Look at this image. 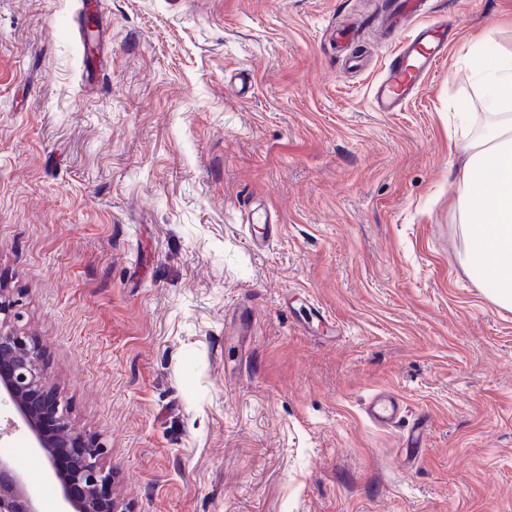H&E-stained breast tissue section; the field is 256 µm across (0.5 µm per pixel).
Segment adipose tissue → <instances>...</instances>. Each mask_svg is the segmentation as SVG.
Here are the masks:
<instances>
[{"instance_id":"1","label":"adipose tissue","mask_w":512,"mask_h":512,"mask_svg":"<svg viewBox=\"0 0 512 512\" xmlns=\"http://www.w3.org/2000/svg\"><path fill=\"white\" fill-rule=\"evenodd\" d=\"M479 82L489 91L480 135L456 140L462 155L456 208L466 241L464 262L480 270L489 298L512 309V54L483 64Z\"/></svg>"}]
</instances>
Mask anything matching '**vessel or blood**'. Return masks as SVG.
<instances>
[{
	"label": "vessel or blood",
	"mask_w": 512,
	"mask_h": 512,
	"mask_svg": "<svg viewBox=\"0 0 512 512\" xmlns=\"http://www.w3.org/2000/svg\"><path fill=\"white\" fill-rule=\"evenodd\" d=\"M388 23L404 30L405 36L390 51L380 76L371 87V102L378 112L401 111L424 82L446 59L450 43L446 23L430 18L426 0H398ZM402 406L389 395L374 394L363 412L376 426H395Z\"/></svg>",
	"instance_id": "vessel-or-blood-1"
}]
</instances>
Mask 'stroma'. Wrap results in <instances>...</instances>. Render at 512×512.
I'll return each instance as SVG.
<instances>
[{"label": "stroma", "mask_w": 512, "mask_h": 512, "mask_svg": "<svg viewBox=\"0 0 512 512\" xmlns=\"http://www.w3.org/2000/svg\"><path fill=\"white\" fill-rule=\"evenodd\" d=\"M387 3L101 0L87 74L82 0H0V283L121 512H512V310L463 262L450 138L512 0H434L448 56L378 112ZM380 390L425 447L364 417Z\"/></svg>", "instance_id": "1"}]
</instances>
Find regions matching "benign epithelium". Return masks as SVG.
Wrapping results in <instances>:
<instances>
[{
	"mask_svg": "<svg viewBox=\"0 0 512 512\" xmlns=\"http://www.w3.org/2000/svg\"><path fill=\"white\" fill-rule=\"evenodd\" d=\"M21 307L17 300L0 298V394L12 404L39 451L54 458L62 450L69 452V468H53L69 512H118L112 496L102 495L115 481V472L101 462L106 445L96 436L71 429L67 405L46 382L41 347L17 329ZM0 512H41L22 474L3 457Z\"/></svg>",
	"mask_w": 512,
	"mask_h": 512,
	"instance_id": "benign-epithelium-1",
	"label": "benign epithelium"
}]
</instances>
